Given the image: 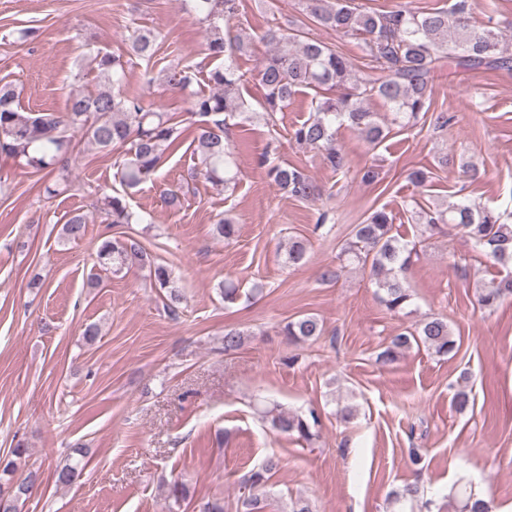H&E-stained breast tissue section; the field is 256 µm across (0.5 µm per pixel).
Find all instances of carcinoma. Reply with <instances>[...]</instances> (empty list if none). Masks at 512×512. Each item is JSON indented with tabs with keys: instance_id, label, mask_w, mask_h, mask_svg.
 Here are the masks:
<instances>
[{
	"instance_id": "cac0c4a2",
	"label": "carcinoma",
	"mask_w": 512,
	"mask_h": 512,
	"mask_svg": "<svg viewBox=\"0 0 512 512\" xmlns=\"http://www.w3.org/2000/svg\"><path fill=\"white\" fill-rule=\"evenodd\" d=\"M205 25L207 56L217 62L208 73L209 93H197L190 102L191 112L199 117L193 153L201 172L216 185H236L239 171L229 139L228 121L245 112L241 88L248 77L235 65L237 57L251 52L255 38L246 30L230 33L225 23L238 9V0H184ZM304 11L316 25L360 39L366 63L358 67L302 27L267 28L261 39L271 47L260 62L256 79L264 90L261 108L281 112L292 98L308 89L319 94L313 117L295 126L291 136L297 144L321 154L323 162L338 174L350 171L348 154L336 144V123L345 122L373 147L382 143L396 127L412 129L423 115L430 114L436 128L450 126L454 117L446 112L430 113L432 72L445 61L448 68L509 69L512 55L507 53L500 32L488 18L478 24L467 13V0H456L448 7L415 11L405 3L388 10L374 11L355 4V0H303ZM165 42V35L154 28L135 26L128 36V52L149 62ZM92 62L97 82L92 90L73 91L63 112H32L22 106L16 90L0 86V154L12 157L25 168L41 172L59 171L58 181L69 180V131H80L88 144L100 151L131 143L129 155L119 164V180L125 189L137 188L157 171L179 134L170 113L145 102L140 94L123 91L127 60L122 55L96 50ZM159 80L170 90H184L193 80L191 66L171 64L161 78L147 76L152 84ZM373 99L382 100L388 116L369 107ZM272 183L290 196L310 200L323 190L310 176L294 166L272 165L267 168ZM100 209L110 224H130L133 214L123 196L103 195ZM512 212L503 214L494 207L481 206L463 197L444 208L418 213L427 229L444 232L449 225L463 231L489 260L507 270L498 282L479 288L477 303L492 309L507 295L512 296ZM393 217L385 208H376L354 225L351 237L341 248L349 263L370 265L380 299L393 313L406 310L411 300L404 272L416 253L411 245L393 233ZM86 232V217L73 215L61 229L65 240L80 239ZM308 246L302 239L288 240L285 262L301 265ZM97 261L114 274L137 268L148 271L156 287L167 293L166 309L178 316L181 295L175 289L171 268L154 261L151 253L131 239H105L98 246ZM288 339L315 341L324 334L322 321L303 315L283 328ZM245 333L238 329L224 331V353L238 350ZM423 346L438 356L457 348V340L448 322L436 316L420 321L414 330H404L391 337L379 353L382 364L394 362L413 346ZM271 428L310 441L320 426L316 409L302 415L285 411L277 405L262 411ZM27 454L19 441L9 452L11 459L0 466V512H20V503L40 484L36 471L17 475L18 461ZM276 468L273 459L253 469L240 484L239 512H264L263 492L269 474ZM83 467L68 462L55 468V482L70 486L80 480ZM418 486L406 484L391 492L397 503L417 500ZM185 483L169 485L167 498L171 507H181L187 499ZM453 512H491L485 501L465 485L448 498Z\"/></svg>"
}]
</instances>
